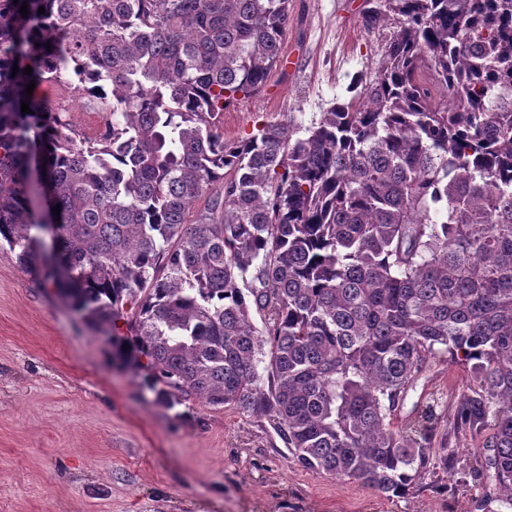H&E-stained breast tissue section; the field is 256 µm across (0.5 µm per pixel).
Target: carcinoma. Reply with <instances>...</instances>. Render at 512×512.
Here are the masks:
<instances>
[{"label": "carcinoma", "mask_w": 512, "mask_h": 512, "mask_svg": "<svg viewBox=\"0 0 512 512\" xmlns=\"http://www.w3.org/2000/svg\"><path fill=\"white\" fill-rule=\"evenodd\" d=\"M289 20V0H0V240L97 328L124 320L112 353L159 399L265 416L301 467L382 493L431 468L434 408L393 415L449 355L512 508V0H376L364 27L392 32L358 94L225 138ZM48 84L92 100L95 136Z\"/></svg>", "instance_id": "carcinoma-1"}]
</instances>
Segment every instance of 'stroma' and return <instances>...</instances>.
I'll return each instance as SVG.
<instances>
[{"label": "stroma", "instance_id": "obj_1", "mask_svg": "<svg viewBox=\"0 0 512 512\" xmlns=\"http://www.w3.org/2000/svg\"><path fill=\"white\" fill-rule=\"evenodd\" d=\"M369 0H290L282 62L224 112L228 138L349 99L379 58ZM462 367L433 363L395 412L435 402L448 466L396 496L297 464L267 418L194 398L171 407L103 335L0 243V512H505L474 477L485 434L456 420Z\"/></svg>", "mask_w": 512, "mask_h": 512}]
</instances>
